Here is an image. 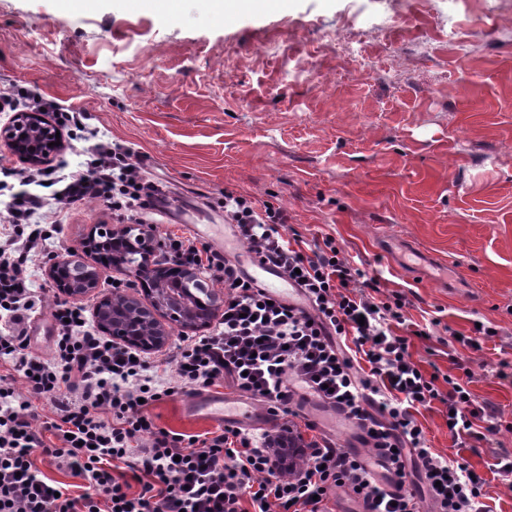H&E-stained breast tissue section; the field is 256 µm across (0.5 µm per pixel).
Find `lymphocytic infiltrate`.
I'll return each mask as SVG.
<instances>
[{
  "instance_id": "obj_1",
  "label": "lymphocytic infiltrate",
  "mask_w": 512,
  "mask_h": 512,
  "mask_svg": "<svg viewBox=\"0 0 512 512\" xmlns=\"http://www.w3.org/2000/svg\"><path fill=\"white\" fill-rule=\"evenodd\" d=\"M0 176L20 186L0 206V363L8 367L0 374V512H333L339 489L364 512H421L406 486L410 458L433 512H488L485 478L435 452L418 414L441 404L457 447L473 441L493 448L500 407L471 394V370L444 375L413 359L411 337L426 340L430 331L407 317L405 293L385 292L333 236L288 237L286 209L225 192V220L263 264L302 289L308 309L272 299L223 253L171 233L168 260L224 285V313L212 331L183 337L152 360L101 335L63 301L50 313L52 351L42 357L29 351L26 325L41 301L32 270L60 228L44 220V209L99 200L136 224L161 192L137 152L108 141L97 142L81 172L0 165ZM52 186L58 195L46 196ZM227 379L287 416L279 433L227 426L186 435L158 428L146 413L167 394ZM294 380L345 413L379 455L388 484L324 436L287 462L301 406ZM43 406L49 418L41 417ZM41 455L77 486L46 476Z\"/></svg>"
}]
</instances>
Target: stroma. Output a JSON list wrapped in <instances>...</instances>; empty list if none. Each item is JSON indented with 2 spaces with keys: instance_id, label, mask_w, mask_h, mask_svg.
I'll use <instances>...</instances> for the list:
<instances>
[{
  "instance_id": "1",
  "label": "stroma",
  "mask_w": 512,
  "mask_h": 512,
  "mask_svg": "<svg viewBox=\"0 0 512 512\" xmlns=\"http://www.w3.org/2000/svg\"><path fill=\"white\" fill-rule=\"evenodd\" d=\"M15 85L87 114L131 144L166 203L146 213L156 240L205 227L224 239V193L287 209L303 239L326 234L408 316L440 319L415 360L448 371L447 330H499L475 354L470 385L512 423V385L491 372L512 359V0H269L217 21L204 0L161 17L136 0H0V89ZM114 229L99 202L71 208L61 245L32 285L49 316L63 295L51 257L95 268L77 302L95 313L122 295L151 305L135 275L82 248L91 227ZM448 268L447 280L406 265V251ZM185 396L151 405L157 427L217 430L189 416ZM434 450L484 474L485 502L512 512V482L487 448H455L440 410L419 417Z\"/></svg>"
}]
</instances>
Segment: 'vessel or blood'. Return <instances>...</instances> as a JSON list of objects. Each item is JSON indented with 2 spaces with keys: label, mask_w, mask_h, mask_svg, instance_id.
<instances>
[{
  "label": "vessel or blood",
  "mask_w": 512,
  "mask_h": 512,
  "mask_svg": "<svg viewBox=\"0 0 512 512\" xmlns=\"http://www.w3.org/2000/svg\"><path fill=\"white\" fill-rule=\"evenodd\" d=\"M238 256L253 266L254 278L266 292L286 303L302 305L303 298L299 291L291 283L285 282L276 269L260 264L255 256L246 251H239ZM185 410L190 415L220 420L237 428H267L275 422L274 414L267 408L250 398L228 393L192 395L185 404Z\"/></svg>",
  "instance_id": "obj_1"
}]
</instances>
